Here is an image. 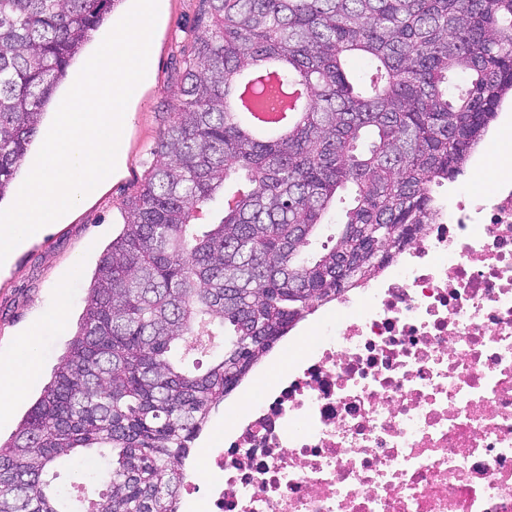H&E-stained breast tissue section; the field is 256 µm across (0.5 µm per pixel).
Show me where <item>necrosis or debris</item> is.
Listing matches in <instances>:
<instances>
[{"instance_id": "obj_1", "label": "necrosis or debris", "mask_w": 512, "mask_h": 512, "mask_svg": "<svg viewBox=\"0 0 512 512\" xmlns=\"http://www.w3.org/2000/svg\"><path fill=\"white\" fill-rule=\"evenodd\" d=\"M209 450L202 512H512V149Z\"/></svg>"}]
</instances>
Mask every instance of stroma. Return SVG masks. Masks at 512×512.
Instances as JSON below:
<instances>
[{
  "label": "stroma",
  "instance_id": "1",
  "mask_svg": "<svg viewBox=\"0 0 512 512\" xmlns=\"http://www.w3.org/2000/svg\"><path fill=\"white\" fill-rule=\"evenodd\" d=\"M200 0H167L155 32L153 75L136 102L125 132L126 158L101 192L84 202L71 220L58 224L18 252L10 269H0V350L19 344L23 330L46 308L62 306L63 327L36 343L39 375L21 397L0 406V437L8 438L40 396L75 333L98 260L123 224L124 202L144 177L150 147L168 124L190 53V29ZM245 414L241 403L224 401L213 412L206 435L193 450L198 472H206L212 437Z\"/></svg>",
  "mask_w": 512,
  "mask_h": 512
}]
</instances>
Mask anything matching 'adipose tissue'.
Returning <instances> with one entry per match:
<instances>
[{
	"label": "adipose tissue",
	"instance_id": "obj_1",
	"mask_svg": "<svg viewBox=\"0 0 512 512\" xmlns=\"http://www.w3.org/2000/svg\"><path fill=\"white\" fill-rule=\"evenodd\" d=\"M62 323L63 314L61 310L56 309L42 313L26 332L23 346L13 352L9 358L11 376L7 386L0 389V401L6 403L19 396L36 377L39 360L35 343L39 336L59 329Z\"/></svg>",
	"mask_w": 512,
	"mask_h": 512
}]
</instances>
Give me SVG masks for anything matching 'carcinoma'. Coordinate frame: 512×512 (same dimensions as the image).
I'll list each match as a JSON object with an SVG mask.
<instances>
[{
	"label": "carcinoma",
	"instance_id": "1",
	"mask_svg": "<svg viewBox=\"0 0 512 512\" xmlns=\"http://www.w3.org/2000/svg\"><path fill=\"white\" fill-rule=\"evenodd\" d=\"M114 2L0 0V201ZM246 72L266 111L303 97L284 131L239 121ZM510 94L512 0H201L171 120L77 330L0 442V512H178L212 412L296 323L417 239L432 187ZM217 336L209 367H189L181 346ZM61 460L83 492L71 506L50 476Z\"/></svg>",
	"mask_w": 512,
	"mask_h": 512
}]
</instances>
